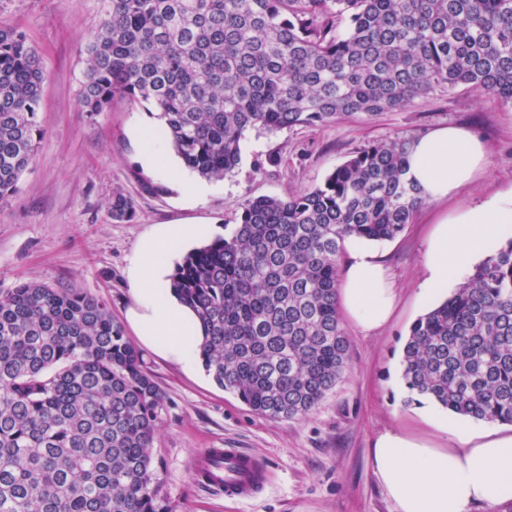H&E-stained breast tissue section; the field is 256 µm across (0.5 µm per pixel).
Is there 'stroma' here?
Wrapping results in <instances>:
<instances>
[{
    "label": "stroma",
    "mask_w": 512,
    "mask_h": 512,
    "mask_svg": "<svg viewBox=\"0 0 512 512\" xmlns=\"http://www.w3.org/2000/svg\"><path fill=\"white\" fill-rule=\"evenodd\" d=\"M99 20V0H0V21L27 33L46 73L40 107L45 134L16 192L0 198V292L23 281L73 288L104 301L124 320L130 302L126 269L143 237L163 224H200L211 240L231 236L242 199L284 198L314 188L373 140L466 128L487 146L490 167L462 189L461 198L480 200L512 187V108L461 87L369 123L348 118L275 135L249 131L235 174L212 182L206 198L186 200L172 180L140 160L137 132L153 122L145 109L122 99L104 112L79 109L85 42ZM271 154L278 164L255 170V161ZM145 180L161 185V193H144ZM118 188L136 203L133 222L112 220L109 204ZM443 210L424 204L402 234L376 242L399 290L398 309L371 335L346 326L350 366L307 417L257 416L203 368L188 373L145 351L166 397L152 455L159 494L173 512H395L373 471L371 448L385 430L422 427L400 360L412 324L430 309L417 293L427 239ZM207 448H241L261 458L268 480L259 498L230 502L199 485L193 463Z\"/></svg>",
    "instance_id": "stroma-1"
}]
</instances>
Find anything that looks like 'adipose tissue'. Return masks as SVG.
Here are the masks:
<instances>
[{
	"mask_svg": "<svg viewBox=\"0 0 512 512\" xmlns=\"http://www.w3.org/2000/svg\"><path fill=\"white\" fill-rule=\"evenodd\" d=\"M489 167L483 143L459 127H440L408 146L406 177L425 200L443 202L472 184ZM512 226V189L479 201L459 202L436 223L423 258L419 296H440L476 259L493 250ZM203 230L166 224L145 238L128 269L131 303L125 317L138 341L156 355L193 369L200 360L203 328L174 295L169 280L174 255ZM348 261L339 276L337 304L350 324L369 334L386 326L397 292L379 253L348 238ZM421 421L442 443L399 426L375 440L372 464L396 512H496L512 501V432L474 431L448 423L427 407Z\"/></svg>",
	"mask_w": 512,
	"mask_h": 512,
	"instance_id": "adipose-tissue-1",
	"label": "adipose tissue"
}]
</instances>
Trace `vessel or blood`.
<instances>
[{"instance_id": "b4317fda", "label": "vessel or blood", "mask_w": 512, "mask_h": 512, "mask_svg": "<svg viewBox=\"0 0 512 512\" xmlns=\"http://www.w3.org/2000/svg\"><path fill=\"white\" fill-rule=\"evenodd\" d=\"M194 474L200 484L223 492L225 497L251 501L261 493L266 465L237 448H208L196 459Z\"/></svg>"}]
</instances>
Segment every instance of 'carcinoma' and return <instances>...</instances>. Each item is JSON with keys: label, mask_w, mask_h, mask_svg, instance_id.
<instances>
[{"label": "carcinoma", "mask_w": 512, "mask_h": 512, "mask_svg": "<svg viewBox=\"0 0 512 512\" xmlns=\"http://www.w3.org/2000/svg\"><path fill=\"white\" fill-rule=\"evenodd\" d=\"M82 112L150 105L185 168L234 173L247 132L373 119L464 86L512 107V0H101ZM46 75L0 22V198L33 162ZM409 139L356 149L312 189L237 204L239 224L176 263L219 387L273 419L306 416L350 361L336 302L345 239L392 240L424 204ZM112 220L133 199L112 195ZM409 392L512 423V239L412 325ZM165 395L106 304L22 282L0 294V512H165L151 448Z\"/></svg>", "instance_id": "1"}]
</instances>
